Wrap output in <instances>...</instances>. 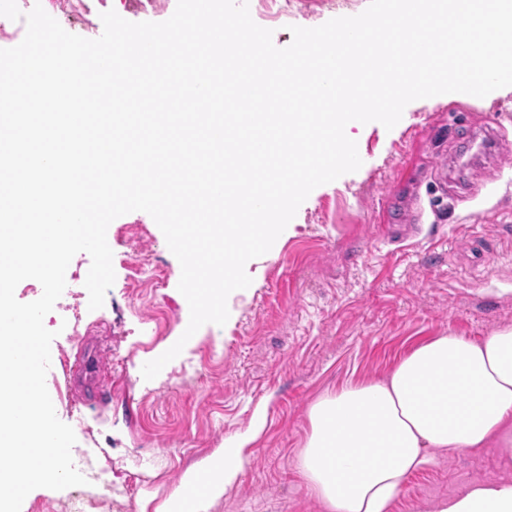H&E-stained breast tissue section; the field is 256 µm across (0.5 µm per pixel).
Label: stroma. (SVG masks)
Listing matches in <instances>:
<instances>
[{
	"label": "stroma",
	"mask_w": 512,
	"mask_h": 512,
	"mask_svg": "<svg viewBox=\"0 0 512 512\" xmlns=\"http://www.w3.org/2000/svg\"><path fill=\"white\" fill-rule=\"evenodd\" d=\"M42 4L68 32L103 31L101 12L132 22L167 20L177 0H18L22 12ZM369 0H249L276 46L290 26L316 27L363 12ZM496 133L512 145V91L476 102H411L393 129L377 122L353 129L360 169L315 188L288 234L249 261L251 285L228 298L225 325H203L197 339L153 380L141 368L182 335L189 306L177 285L181 267L150 215L135 211L107 229L115 282L102 308L89 310L87 253L74 256L66 288L44 319L56 331L46 385L58 418L77 442V491L38 488L21 512H65L71 494L93 512H138L157 506L183 474L220 451L255 415L265 428L250 462L211 512H324L297 470L310 405L352 380L374 379L416 345L448 333L480 339L512 325V169L496 156H471L461 135ZM141 262L165 278L137 293L127 286L129 235ZM165 320L160 335L151 316ZM94 340L109 369L99 386L75 395L66 371ZM140 488L124 491L126 473ZM110 474L104 493L99 474ZM494 449L437 454L412 474L395 512L446 498L499 477Z\"/></svg>",
	"instance_id": "stroma-1"
}]
</instances>
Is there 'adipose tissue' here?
<instances>
[{
  "instance_id": "1",
  "label": "adipose tissue",
  "mask_w": 512,
  "mask_h": 512,
  "mask_svg": "<svg viewBox=\"0 0 512 512\" xmlns=\"http://www.w3.org/2000/svg\"><path fill=\"white\" fill-rule=\"evenodd\" d=\"M298 460L325 512H394L407 478L438 451L496 448L503 476L471 484L425 512H512V326L479 340L431 338L384 376L349 382L308 411ZM255 416L209 458L204 479L185 477L156 512H210L250 461L263 431Z\"/></svg>"
}]
</instances>
